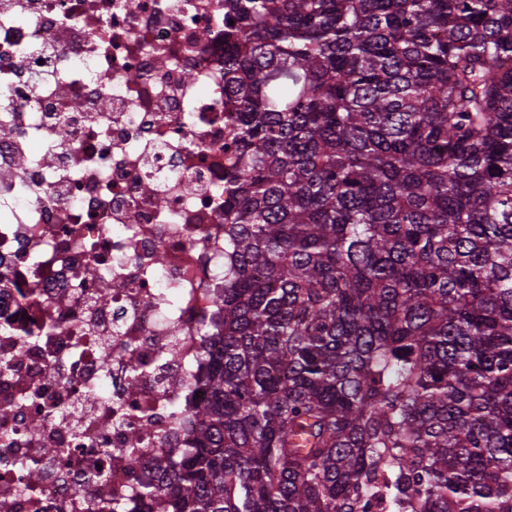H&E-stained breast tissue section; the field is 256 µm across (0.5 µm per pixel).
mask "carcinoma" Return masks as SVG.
Returning a JSON list of instances; mask_svg holds the SVG:
<instances>
[{"label":"carcinoma","mask_w":512,"mask_h":512,"mask_svg":"<svg viewBox=\"0 0 512 512\" xmlns=\"http://www.w3.org/2000/svg\"><path fill=\"white\" fill-rule=\"evenodd\" d=\"M224 94L209 396L138 496L512 512V0H224Z\"/></svg>","instance_id":"1"}]
</instances>
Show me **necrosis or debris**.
I'll return each instance as SVG.
<instances>
[{"label": "necrosis or debris", "mask_w": 512, "mask_h": 512, "mask_svg": "<svg viewBox=\"0 0 512 512\" xmlns=\"http://www.w3.org/2000/svg\"><path fill=\"white\" fill-rule=\"evenodd\" d=\"M234 106L224 0H0V512H148L192 447Z\"/></svg>", "instance_id": "necrosis-or-debris-1"}]
</instances>
